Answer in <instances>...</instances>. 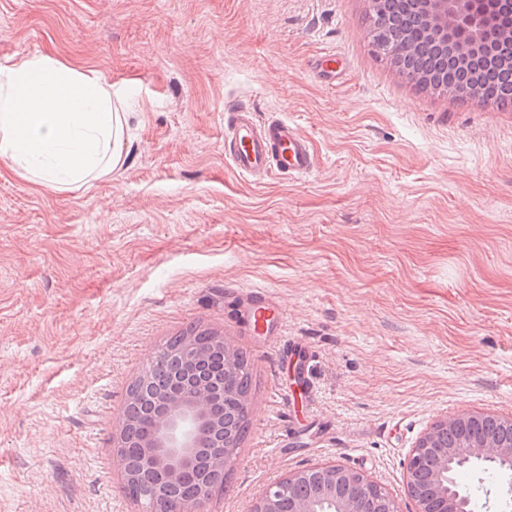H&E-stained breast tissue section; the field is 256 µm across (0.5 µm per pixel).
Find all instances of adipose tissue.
<instances>
[{
  "label": "adipose tissue",
  "instance_id": "adipose-tissue-1",
  "mask_svg": "<svg viewBox=\"0 0 512 512\" xmlns=\"http://www.w3.org/2000/svg\"><path fill=\"white\" fill-rule=\"evenodd\" d=\"M129 114L112 84L45 54L0 64V161L52 190L85 186L126 160Z\"/></svg>",
  "mask_w": 512,
  "mask_h": 512
}]
</instances>
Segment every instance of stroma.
<instances>
[{
  "mask_svg": "<svg viewBox=\"0 0 512 512\" xmlns=\"http://www.w3.org/2000/svg\"><path fill=\"white\" fill-rule=\"evenodd\" d=\"M366 6L0 0V62L93 68L131 114L126 163L91 187L0 162V512H139L112 435L130 382L191 324L247 351L255 385L209 512L325 464L415 512L404 477L431 425L512 416V114L418 92L372 54ZM327 49L332 85L313 68ZM237 106L293 121L315 172H235ZM250 291L272 309L260 329Z\"/></svg>",
  "mask_w": 512,
  "mask_h": 512,
  "instance_id": "obj_1",
  "label": "stroma"
}]
</instances>
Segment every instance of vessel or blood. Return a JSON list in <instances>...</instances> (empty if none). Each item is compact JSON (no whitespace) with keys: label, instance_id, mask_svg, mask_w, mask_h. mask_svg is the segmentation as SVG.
Listing matches in <instances>:
<instances>
[{"label":"vessel or blood","instance_id":"1","mask_svg":"<svg viewBox=\"0 0 512 512\" xmlns=\"http://www.w3.org/2000/svg\"><path fill=\"white\" fill-rule=\"evenodd\" d=\"M224 155L239 174L260 181L271 175L301 178L316 167L309 140L290 120H258L254 111L238 107L224 117Z\"/></svg>","mask_w":512,"mask_h":512}]
</instances>
